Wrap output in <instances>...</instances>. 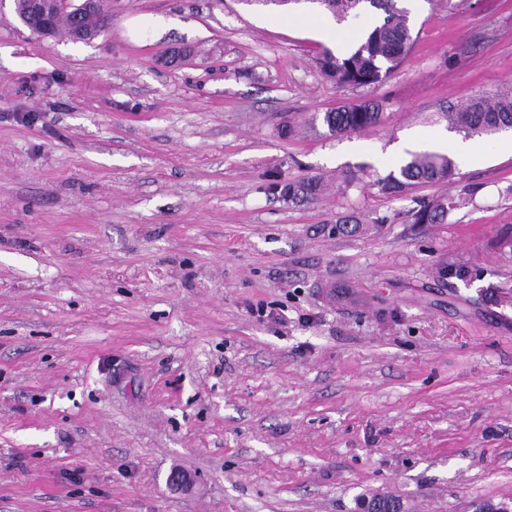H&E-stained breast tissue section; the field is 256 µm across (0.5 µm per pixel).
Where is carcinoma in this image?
<instances>
[{
  "label": "carcinoma",
  "mask_w": 512,
  "mask_h": 512,
  "mask_svg": "<svg viewBox=\"0 0 512 512\" xmlns=\"http://www.w3.org/2000/svg\"><path fill=\"white\" fill-rule=\"evenodd\" d=\"M341 21L366 6L385 14L383 24L375 27L358 46L343 57L324 50L318 58L322 73L332 82L353 87L378 83L382 70L396 67L412 42L408 10L399 0H309ZM383 120L381 105L374 100L354 101L324 114L323 121L329 131L339 134L360 132L379 125ZM448 122L468 136L512 128V88L476 98L448 113ZM456 177L454 160L436 152L422 151L411 154L401 165L399 175L390 174L377 180L384 194L399 195L412 186L427 182H452ZM320 183L311 177L297 184H288V198L314 197ZM450 202H416L412 210L416 224H440L448 214Z\"/></svg>",
  "instance_id": "obj_1"
}]
</instances>
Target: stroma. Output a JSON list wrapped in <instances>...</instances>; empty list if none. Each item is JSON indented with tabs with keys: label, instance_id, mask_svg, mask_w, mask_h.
<instances>
[{
	"label": "stroma",
	"instance_id": "35a3bbf8",
	"mask_svg": "<svg viewBox=\"0 0 512 512\" xmlns=\"http://www.w3.org/2000/svg\"><path fill=\"white\" fill-rule=\"evenodd\" d=\"M102 6L76 40L0 0V512L512 503V131L472 136L452 184H375L512 83V0H417L413 46L357 88L317 57L371 8ZM359 99L383 123L331 133ZM417 207L412 210V217L415 224H441L451 208L452 201H425L415 202ZM450 205V206H449Z\"/></svg>",
	"mask_w": 512,
	"mask_h": 512
}]
</instances>
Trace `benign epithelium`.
Instances as JSON below:
<instances>
[{"label": "benign epithelium", "mask_w": 512, "mask_h": 512, "mask_svg": "<svg viewBox=\"0 0 512 512\" xmlns=\"http://www.w3.org/2000/svg\"><path fill=\"white\" fill-rule=\"evenodd\" d=\"M24 7L17 10L20 21L33 33L50 37L56 33L55 21L66 14L76 21L72 26L71 37L75 40H89L95 36L91 30L81 26L77 20L81 16L98 11L100 0H23Z\"/></svg>", "instance_id": "obj_1"}]
</instances>
